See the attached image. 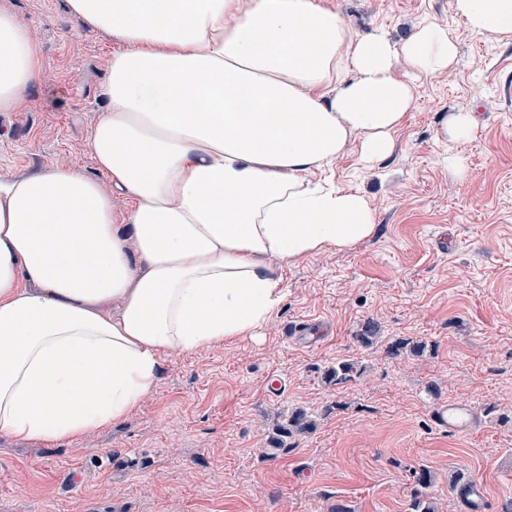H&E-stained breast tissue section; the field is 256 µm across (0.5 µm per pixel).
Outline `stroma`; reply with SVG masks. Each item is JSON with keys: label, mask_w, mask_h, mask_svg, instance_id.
I'll return each mask as SVG.
<instances>
[{"label": "stroma", "mask_w": 512, "mask_h": 512, "mask_svg": "<svg viewBox=\"0 0 512 512\" xmlns=\"http://www.w3.org/2000/svg\"><path fill=\"white\" fill-rule=\"evenodd\" d=\"M323 2L360 35L401 41L422 22L449 24L458 48L451 71L417 81L386 158L366 170L352 149L323 172L369 197L374 234L283 267V302L259 335L163 357L124 420L60 444L0 436V512H413L422 466L432 512H463L449 488L460 472L481 486L483 512L512 499V39L452 20L451 0ZM2 9L24 23L41 69L20 106L0 109V175L100 178L90 140L113 40L67 0ZM456 112L473 113V141L444 138ZM451 153L464 178L449 175ZM370 319L379 330L366 346L357 334ZM302 320L328 335L289 336ZM400 339L426 350L391 357ZM345 360L361 374L326 383ZM449 404L474 424L439 425ZM298 409L317 414L316 429L272 447Z\"/></svg>", "instance_id": "35a3bbf8"}]
</instances>
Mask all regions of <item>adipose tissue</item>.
I'll list each match as a JSON object with an SVG mask.
<instances>
[{
  "label": "adipose tissue",
  "mask_w": 512,
  "mask_h": 512,
  "mask_svg": "<svg viewBox=\"0 0 512 512\" xmlns=\"http://www.w3.org/2000/svg\"><path fill=\"white\" fill-rule=\"evenodd\" d=\"M113 38L91 150L107 184L65 167L0 176V435L58 442L124 419L160 357L254 336L282 266L371 237L366 195L316 179L350 146L373 168L415 100L448 73L447 25L364 36L319 0H67ZM512 37V0H452ZM0 11V108L38 79ZM116 196L131 209L117 220Z\"/></svg>",
  "instance_id": "obj_1"
}]
</instances>
